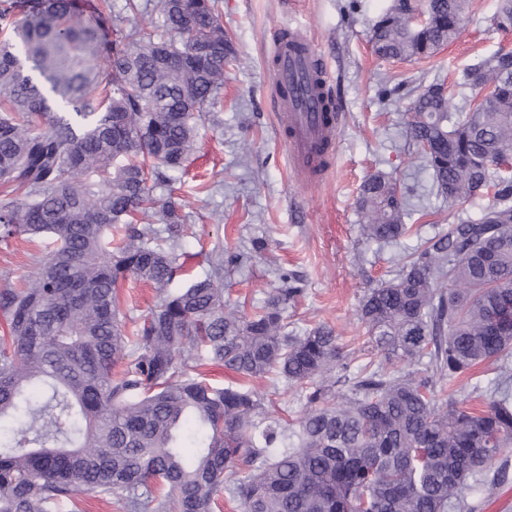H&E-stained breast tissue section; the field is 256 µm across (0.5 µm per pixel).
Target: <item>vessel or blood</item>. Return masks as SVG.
Listing matches in <instances>:
<instances>
[{"label":"vessel or blood","mask_w":512,"mask_h":512,"mask_svg":"<svg viewBox=\"0 0 512 512\" xmlns=\"http://www.w3.org/2000/svg\"><path fill=\"white\" fill-rule=\"evenodd\" d=\"M298 33H290L288 40L277 41L272 48L276 60L274 84L281 87L298 81L305 73L319 66L320 59L313 45L304 50L292 49V41L298 40ZM274 106L279 121L288 133V150L298 176L312 180L318 178L315 155L318 144L335 143L342 125L341 119L324 122L322 112H314L294 98H275Z\"/></svg>","instance_id":"b4317fda"}]
</instances>
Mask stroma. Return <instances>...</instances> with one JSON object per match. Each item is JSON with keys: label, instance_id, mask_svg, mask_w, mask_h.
Returning a JSON list of instances; mask_svg holds the SVG:
<instances>
[{"label": "stroma", "instance_id": "stroma-1", "mask_svg": "<svg viewBox=\"0 0 512 512\" xmlns=\"http://www.w3.org/2000/svg\"><path fill=\"white\" fill-rule=\"evenodd\" d=\"M393 0H219L224 30L235 49L224 71V108L218 123L198 128L200 150L192 177L181 188L187 201L184 244L206 253L215 245L245 254L224 286L244 311L263 301L282 276L298 278L302 293L289 305L288 330L303 333L325 323L341 336L346 353L358 363L372 357L357 311L372 281L396 267L402 256L431 237L458 214L476 216L484 204L475 198L462 209L436 196L429 171L406 141L411 117L410 87L439 77L457 81L477 56L512 49V29L493 22L498 0H470L458 37L424 61L378 60L368 42L372 23ZM298 29L317 45L327 86L343 113L331 168L319 181L295 178L285 140L271 110L275 34ZM382 172L407 187L416 231L395 244L361 238L357 198L365 178ZM266 243L264 251L253 241ZM43 245L15 237L0 241V281L17 282L36 274ZM127 327H134L156 301L145 283L126 281L119 289ZM483 382L512 378L492 361L477 366L474 379L443 389L441 400L480 406ZM250 386L267 400L269 412L289 425L306 413L300 387L265 379Z\"/></svg>", "mask_w": 512, "mask_h": 512}]
</instances>
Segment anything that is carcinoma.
Returning a JSON list of instances; mask_svg holds the SVG:
<instances>
[{"instance_id":"1","label":"carcinoma","mask_w":512,"mask_h":512,"mask_svg":"<svg viewBox=\"0 0 512 512\" xmlns=\"http://www.w3.org/2000/svg\"><path fill=\"white\" fill-rule=\"evenodd\" d=\"M158 5L145 34L78 0H0V240L53 244L33 277L0 287V512H82L84 492L125 512H212L224 493L242 512H475L468 495L512 447V390L476 409L437 387L512 358V51L413 89L407 137L438 195H493L365 290L359 319L381 360L354 372L334 328L288 335L296 281L246 314L224 298L243 254L221 247L206 277L187 276L198 253L182 246L170 185L221 103L233 47L215 0ZM419 7L427 22L413 26ZM468 9L398 0L369 42L380 59H430ZM495 20L512 28V0ZM357 207L369 241L412 231L407 193L384 173ZM131 278L157 301L129 332L118 288ZM206 363L299 386L304 418L284 425Z\"/></svg>"}]
</instances>
